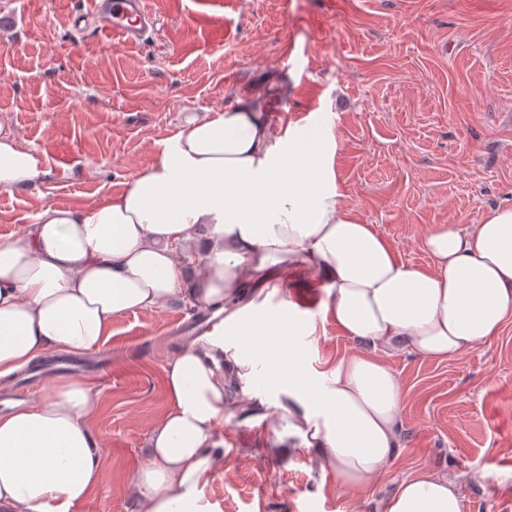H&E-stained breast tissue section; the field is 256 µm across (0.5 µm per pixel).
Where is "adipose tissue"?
<instances>
[{"mask_svg": "<svg viewBox=\"0 0 512 512\" xmlns=\"http://www.w3.org/2000/svg\"><path fill=\"white\" fill-rule=\"evenodd\" d=\"M263 95L184 118L144 173L80 206L42 204L0 236V380L51 350L101 348L114 318L180 298L224 319L165 367L164 415L130 485L134 512H209L203 490L224 466L233 382L256 381L243 412L268 422L272 448H303L363 498L400 448L403 389L376 355L405 340L445 360L512 321V205L422 238L429 267L401 261L346 206L331 126L270 124ZM35 151L0 123V191L35 186ZM322 289L323 313L369 352L310 376L298 337L312 326L289 280ZM99 391L57 380L38 401L0 415V512H75L103 483L93 422ZM385 512H461L455 481L425 469L403 480Z\"/></svg>", "mask_w": 512, "mask_h": 512, "instance_id": "obj_1", "label": "adipose tissue"}]
</instances>
